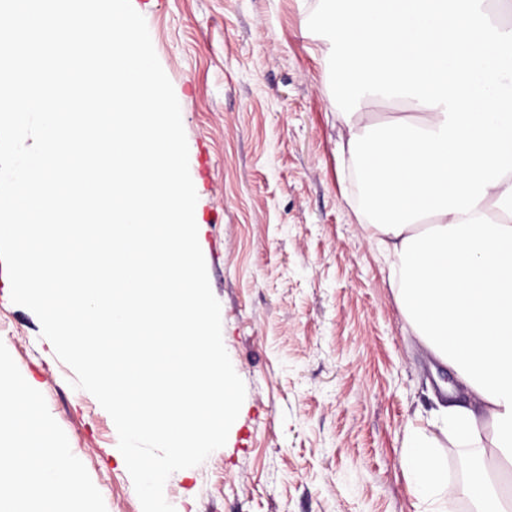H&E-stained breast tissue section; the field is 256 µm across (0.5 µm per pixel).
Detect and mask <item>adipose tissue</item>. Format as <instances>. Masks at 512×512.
I'll return each instance as SVG.
<instances>
[{
    "mask_svg": "<svg viewBox=\"0 0 512 512\" xmlns=\"http://www.w3.org/2000/svg\"><path fill=\"white\" fill-rule=\"evenodd\" d=\"M506 0H340L320 18L348 111L340 153L377 215L404 316L453 371L465 402L449 441L480 462L472 512H512V26ZM404 101L382 125L365 107ZM402 469L416 512H452L457 487L431 441L409 431Z\"/></svg>",
    "mask_w": 512,
    "mask_h": 512,
    "instance_id": "adipose-tissue-1",
    "label": "adipose tissue"
}]
</instances>
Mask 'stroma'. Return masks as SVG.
<instances>
[{
	"label": "stroma",
	"instance_id": "stroma-1",
	"mask_svg": "<svg viewBox=\"0 0 512 512\" xmlns=\"http://www.w3.org/2000/svg\"><path fill=\"white\" fill-rule=\"evenodd\" d=\"M181 108L222 339L246 395L224 447L164 486L175 512H415L408 428L434 421L445 366L402 315L338 150L341 103L312 29L320 0H131ZM0 342L107 512H142L110 415L10 298Z\"/></svg>",
	"mask_w": 512,
	"mask_h": 512
}]
</instances>
